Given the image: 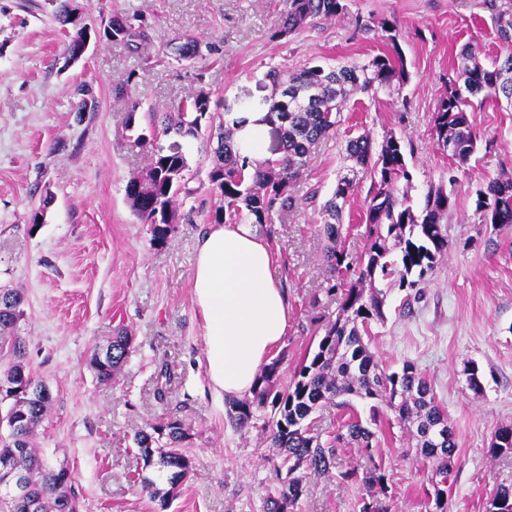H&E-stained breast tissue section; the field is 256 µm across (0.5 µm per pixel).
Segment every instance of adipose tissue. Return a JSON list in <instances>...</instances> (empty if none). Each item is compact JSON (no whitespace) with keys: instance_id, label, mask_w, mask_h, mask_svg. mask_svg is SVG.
<instances>
[{"instance_id":"ef3b65f1","label":"adipose tissue","mask_w":512,"mask_h":512,"mask_svg":"<svg viewBox=\"0 0 512 512\" xmlns=\"http://www.w3.org/2000/svg\"><path fill=\"white\" fill-rule=\"evenodd\" d=\"M236 141L264 159L265 113L237 116ZM203 321V356L212 389L250 393L288 328L289 307L267 242L249 224H214L200 240L191 278Z\"/></svg>"}]
</instances>
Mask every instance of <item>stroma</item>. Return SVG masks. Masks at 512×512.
Here are the masks:
<instances>
[{
    "instance_id": "35a3bbf8",
    "label": "stroma",
    "mask_w": 512,
    "mask_h": 512,
    "mask_svg": "<svg viewBox=\"0 0 512 512\" xmlns=\"http://www.w3.org/2000/svg\"><path fill=\"white\" fill-rule=\"evenodd\" d=\"M88 22H108L134 9L151 26V70L135 90L143 105L170 109L198 90L212 105L234 112L264 111L272 92L269 68L309 62L335 65L387 52L386 40L358 30L356 18L384 20L396 30L409 78L398 89L359 92L341 114L335 135L321 141L295 183L296 211L258 227L275 258L290 307L279 368L287 384L305 353L316 347L320 319L335 318L338 296L324 254L320 218L304 200H326L343 165L348 137L370 133L401 138L414 209L429 186L451 199L447 256L428 275L419 300L394 287L384 322L374 324L371 348L384 367L414 361L430 380L457 443L448 481L449 512H488L496 483L512 480V456L491 457L495 432L512 425V227L494 228L478 206L489 179L512 175V108L488 103L469 120L477 149L465 166L436 143L433 114L463 44L475 42L481 62L499 54L497 15L512 0H346L344 15L315 20L298 34L271 39L285 0H73ZM51 0H0V288L25 297L18 334L29 368L50 387L53 404L35 444L52 464L66 465L82 512H159L140 490L141 477L166 488L158 466H145L133 443L139 428L179 420L193 459L169 512H264L275 480L267 431L231 424L227 398L208 388L202 322L192 298L196 246L207 216L219 204L207 178L211 157L200 139L183 140L190 204L180 205L168 240L154 242L125 195L130 176L150 162L132 147L127 107L113 88L138 57L101 40L78 61L66 53L67 35ZM213 43L214 59L178 60L181 37ZM92 84L96 100L77 112L74 87ZM362 178L343 213L341 249L358 257L366 244ZM132 345L116 381L98 383L90 366L96 348L118 329ZM476 365L483 391L464 374ZM408 433L383 411L372 458L381 461L389 490L383 512H430V462L408 455ZM368 457L342 449L336 470L305 475L297 512H359L360 485L340 471L364 467Z\"/></svg>"
}]
</instances>
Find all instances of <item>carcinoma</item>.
Returning a JSON list of instances; mask_svg holds the SVG:
<instances>
[{"mask_svg":"<svg viewBox=\"0 0 512 512\" xmlns=\"http://www.w3.org/2000/svg\"><path fill=\"white\" fill-rule=\"evenodd\" d=\"M346 10L345 0H287L281 24L271 33V39H286L314 19H333ZM55 18L62 26L70 27L67 48H73L80 37V26L73 17L70 0H60ZM497 23L505 52L495 56L486 68L477 59L476 46L464 45L460 52L464 64L456 78L448 80L446 92L433 113L439 146L460 166L466 165L475 152V136L468 118L472 100L499 104L512 99V13H499ZM377 27L386 33L393 53L337 66L306 65L288 73L270 70L267 77L272 82V94L267 121L278 132L281 156L262 162L240 150L234 139L238 122L229 119V113L213 109L209 94L203 91L173 111L153 107L140 113L141 105L132 100V91L147 68L129 72L123 83L114 87L113 94L127 103L126 127L132 132L133 146H151V162L145 172L130 177L125 192L134 212L153 226L154 239L165 241L170 224L176 220L178 197L192 194L187 187L188 163L181 144L174 141L161 147L157 139L162 136L197 139L204 129L216 135L208 180L222 205L211 213V223L270 224L274 214L294 210L297 203L293 185L312 148L335 130L350 97L358 91L395 82L403 84L408 79L395 29L385 21ZM99 37L139 56L149 39L148 25L141 14L115 15ZM204 48L210 53L215 51L212 44L204 45L188 36L179 45V59L193 61ZM344 153L353 165L339 175L336 187L319 205L318 213L322 234L328 241L326 258L333 272L350 270L347 255L338 248L342 214L358 187V173L370 176L367 245L354 269L355 279L342 289L339 314L325 326L317 348L304 356L289 384L277 389L282 361L279 357L261 369L253 397L230 403L227 414L243 431L266 407L274 411L268 429L270 447L280 460V484L267 496L265 512H296L306 493L302 473H330L339 448L355 444L370 452L375 437L372 426L378 422L382 405L406 426L414 440V454L434 462L438 477L434 483V512H448V472L457 452L448 417L436 402L428 379L414 363L405 361L397 371L382 366L370 348V330L372 324L384 321L383 286L396 282L401 288L413 290L447 254L444 220L451 200L442 189L431 186L423 209L418 213L413 210L408 192L399 190L401 183L406 189L411 187L412 174L401 140L394 135L378 146L370 134L363 132L346 140ZM478 203L490 223L512 226V177L490 180ZM0 299L4 300L0 304V360L7 359V367L0 371V384H9L0 390V404L8 403L6 415L16 423L8 434L0 433V462L10 459L23 481L22 500L6 502L0 498V512H27L26 502L34 504V512H82L71 475L49 464L32 441L50 412L52 394L43 379L28 368L25 342L17 334L24 295L16 289H5L0 290ZM131 343V334L121 329L105 347L94 351L91 364L100 382L107 384L115 379ZM353 398L373 402L369 422L353 415L339 426L332 441L323 443L314 433L313 415L328 404L340 410L350 408ZM438 425L444 427L445 434L439 444L430 433ZM187 438L183 425L171 419L140 428L134 434V443L146 466L156 464L166 472L169 489L164 492L148 477L140 481L150 497L159 500L161 512L169 508L192 469V459L184 450ZM490 451L494 456L512 453V426L498 429ZM341 478L363 485L371 494L388 489L387 476L378 464L363 472L353 468L342 473ZM489 512H512V482L496 484Z\"/></svg>","mask_w":512,"mask_h":512,"instance_id":"carcinoma-1","label":"carcinoma"}]
</instances>
